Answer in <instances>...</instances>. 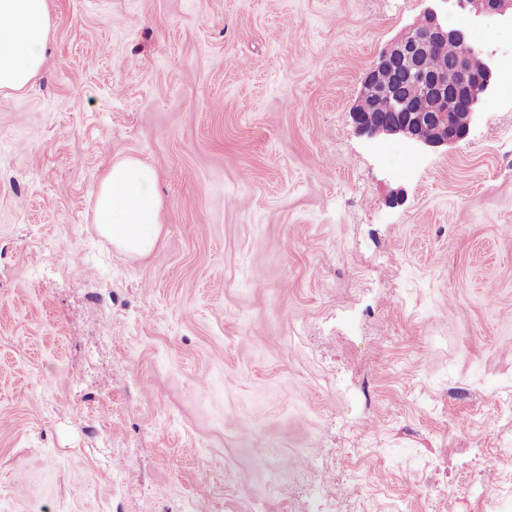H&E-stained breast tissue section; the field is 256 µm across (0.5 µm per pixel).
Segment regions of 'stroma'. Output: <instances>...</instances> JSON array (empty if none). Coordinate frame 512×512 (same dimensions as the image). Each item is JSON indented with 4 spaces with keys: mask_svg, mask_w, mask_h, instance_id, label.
I'll list each match as a JSON object with an SVG mask.
<instances>
[{
    "mask_svg": "<svg viewBox=\"0 0 512 512\" xmlns=\"http://www.w3.org/2000/svg\"><path fill=\"white\" fill-rule=\"evenodd\" d=\"M427 0H50L0 91V512H512V20L468 137L358 134ZM151 166L157 251L93 222Z\"/></svg>",
    "mask_w": 512,
    "mask_h": 512,
    "instance_id": "1",
    "label": "stroma"
}]
</instances>
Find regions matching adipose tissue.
<instances>
[{"instance_id": "obj_1", "label": "adipose tissue", "mask_w": 512, "mask_h": 512, "mask_svg": "<svg viewBox=\"0 0 512 512\" xmlns=\"http://www.w3.org/2000/svg\"><path fill=\"white\" fill-rule=\"evenodd\" d=\"M51 27L49 0H0V90L23 89L42 69ZM156 173L128 158L112 164L100 180L93 219L117 249L152 254L159 236L161 200Z\"/></svg>"}]
</instances>
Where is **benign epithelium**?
<instances>
[{"label": "benign epithelium", "instance_id": "7a95c632", "mask_svg": "<svg viewBox=\"0 0 512 512\" xmlns=\"http://www.w3.org/2000/svg\"><path fill=\"white\" fill-rule=\"evenodd\" d=\"M472 18L512 16V0H441ZM453 43L458 47L457 77L453 84L431 72L428 55ZM472 55L487 56L469 41L467 33L451 28L433 8L388 44L361 82L352 112L358 133L369 138L402 135L416 143L441 146L463 140L484 108L493 71L469 66Z\"/></svg>", "mask_w": 512, "mask_h": 512}]
</instances>
